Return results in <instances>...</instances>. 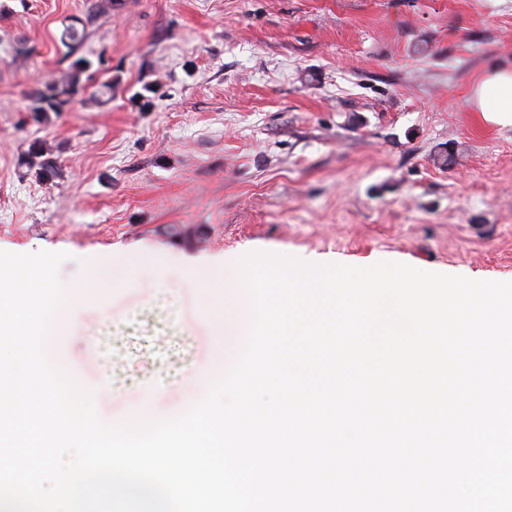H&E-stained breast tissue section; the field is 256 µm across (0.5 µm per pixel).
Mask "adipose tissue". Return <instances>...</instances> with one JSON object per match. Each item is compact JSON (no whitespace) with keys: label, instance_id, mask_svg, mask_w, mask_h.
<instances>
[{"label":"adipose tissue","instance_id":"ef3b65f1","mask_svg":"<svg viewBox=\"0 0 512 512\" xmlns=\"http://www.w3.org/2000/svg\"><path fill=\"white\" fill-rule=\"evenodd\" d=\"M467 103L487 123L512 126V65L485 70L470 86Z\"/></svg>","mask_w":512,"mask_h":512}]
</instances>
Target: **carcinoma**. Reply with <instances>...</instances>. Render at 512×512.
Wrapping results in <instances>:
<instances>
[{
	"instance_id": "1",
	"label": "carcinoma",
	"mask_w": 512,
	"mask_h": 512,
	"mask_svg": "<svg viewBox=\"0 0 512 512\" xmlns=\"http://www.w3.org/2000/svg\"><path fill=\"white\" fill-rule=\"evenodd\" d=\"M64 42L69 46L68 56L72 57L66 71L33 88L28 94L27 112L33 121L47 123L50 115H58L68 110L75 98L86 89V82L92 77V71L102 60H93L84 55H75L85 39V30L75 24L66 27ZM22 164L35 171L38 178L50 180L56 173V163L48 156L43 143L35 141L29 145L22 157Z\"/></svg>"
}]
</instances>
